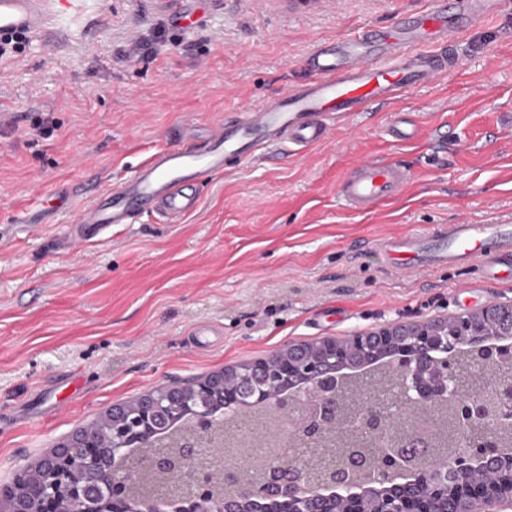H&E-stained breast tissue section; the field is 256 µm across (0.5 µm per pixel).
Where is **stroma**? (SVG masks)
<instances>
[{"label":"stroma","mask_w":512,"mask_h":512,"mask_svg":"<svg viewBox=\"0 0 512 512\" xmlns=\"http://www.w3.org/2000/svg\"><path fill=\"white\" fill-rule=\"evenodd\" d=\"M432 0H44L0 57V484L112 405L291 343L512 302L479 263L417 269L379 251L466 220L512 225V0L459 33L452 78L199 178L196 208L69 238L185 125L206 137L291 83L321 44ZM421 139L395 138L396 119ZM366 159L411 172L370 213L338 183Z\"/></svg>","instance_id":"35a3bbf8"}]
</instances>
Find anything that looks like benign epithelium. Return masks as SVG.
Segmentation results:
<instances>
[{
    "label": "benign epithelium",
    "mask_w": 512,
    "mask_h": 512,
    "mask_svg": "<svg viewBox=\"0 0 512 512\" xmlns=\"http://www.w3.org/2000/svg\"><path fill=\"white\" fill-rule=\"evenodd\" d=\"M479 314L512 324V306L495 304ZM464 319L459 314L398 323L356 333L346 341H326L334 349L348 341L361 345L373 337L406 332L416 336L414 343L400 348L387 343L378 358L379 367L396 380V395L416 413L404 420L359 390L350 428L356 438L375 442L381 451L369 459L354 444L340 462L322 469L315 482L305 456L290 459L288 449L322 447L344 411L342 390L349 376L336 363L306 357L298 345L290 344L288 353L299 356V365L289 390L265 377V360L260 359L239 374L234 388L224 395L226 410L274 406L280 413L273 441L261 456L262 479L251 480L235 458L240 449L223 443V463L215 468L211 453L215 440L224 438L223 424L205 406L185 409L184 388L162 387L137 398L132 413L124 404L112 406V443L87 428L36 463L20 466L11 483L0 485V503H7L8 512H164L174 502L179 512H246L258 501L290 504L293 512H506L512 509V454L501 453L498 430L505 423L512 425V345L501 334L472 324L464 330V346L449 349L439 326ZM489 363L501 367L495 384L483 390L464 389V373L477 376ZM441 400L455 403L459 452L450 464H424L432 447L431 413ZM178 416L187 417L189 430L170 448L166 439ZM35 465L41 485L39 495L31 499L22 488L31 481ZM365 469L379 487L369 493L352 490L355 474ZM144 470L178 474L185 489L172 501L131 506L128 490ZM219 485L236 488L237 495L217 498Z\"/></svg>",
    "instance_id": "benign-epithelium-1"
}]
</instances>
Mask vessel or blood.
<instances>
[{
    "mask_svg": "<svg viewBox=\"0 0 512 512\" xmlns=\"http://www.w3.org/2000/svg\"><path fill=\"white\" fill-rule=\"evenodd\" d=\"M504 0H436L425 11L388 27L369 28L321 46L309 58L313 80L289 86L279 97L244 112L232 123L218 124L203 145L164 149L134 170L117 187L102 190L81 210L78 221L105 231L126 224L140 211L158 209L172 218L192 211L197 200L189 189L204 174L220 173L226 159L253 157L262 148L321 143L328 124L362 111L369 104L396 101L404 89L452 76L457 56L426 53L445 47L464 28L492 14ZM42 0H0V38L35 34L41 26ZM409 172L395 162L362 161L338 186L345 204L372 211L399 196ZM380 247L402 266L434 267L482 259L488 271L512 264V226L452 225L448 231L417 238L391 235Z\"/></svg>",
    "mask_w": 512,
    "mask_h": 512,
    "instance_id": "obj_1",
    "label": "vessel or blood"
}]
</instances>
